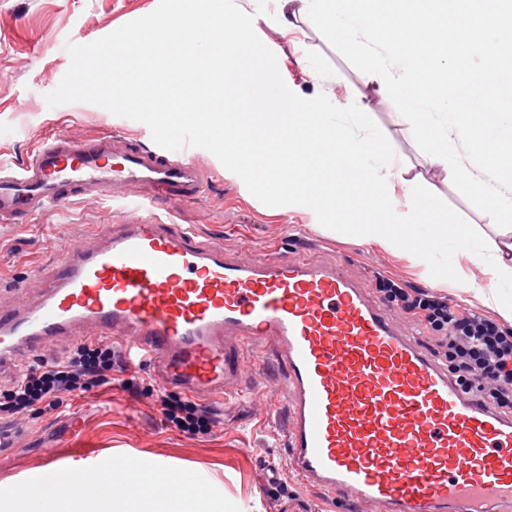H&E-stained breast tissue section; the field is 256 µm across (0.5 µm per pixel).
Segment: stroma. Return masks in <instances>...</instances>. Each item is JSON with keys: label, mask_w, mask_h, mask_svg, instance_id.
I'll list each match as a JSON object with an SVG mask.
<instances>
[{"label": "stroma", "mask_w": 512, "mask_h": 512, "mask_svg": "<svg viewBox=\"0 0 512 512\" xmlns=\"http://www.w3.org/2000/svg\"><path fill=\"white\" fill-rule=\"evenodd\" d=\"M235 2L253 15L254 30L276 54L286 85L305 99L329 93L337 101L343 99L344 88L363 89L359 107L392 145L403 183L420 179L489 243L512 240V228L487 224L482 211L448 182L443 168L425 162L388 94L363 88L360 71L325 40L310 18L280 31L272 23L275 0ZM157 5L158 0H0V161L25 160L54 133L77 138L113 131L144 136L143 123L87 103L52 108L45 97L70 66L69 45L91 43ZM189 156L208 170L209 184L179 209L176 220L191 225L201 240L223 242L227 253L243 259L276 244L311 262L341 264L371 285L382 275L486 312L480 296L432 277L404 253L325 228L307 207L264 205L209 151L194 147ZM403 183L395 188L401 206L406 203ZM123 218L121 204L106 194L46 211L28 224L0 220V306L16 303L26 281L62 253L84 244L87 225L118 224ZM274 359L270 342L244 352L237 384L241 394L214 401V408L224 413V424L207 436L164 423L151 398L159 385L143 366L113 373L110 390L76 396L26 426L8 425L12 446L0 451V512H21L14 493L39 470L46 450H54L59 462L69 465L78 448L95 454L94 460L82 462L85 474L95 469L96 459L136 455L172 470L175 477L205 478L214 489L215 512H378L371 503L354 509L341 499L328 501L320 489L303 486L285 466L290 400ZM74 419L80 428L72 433L68 426Z\"/></svg>", "instance_id": "obj_1"}]
</instances>
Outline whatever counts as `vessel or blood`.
<instances>
[{"label":"vessel or blood","mask_w":512,"mask_h":512,"mask_svg":"<svg viewBox=\"0 0 512 512\" xmlns=\"http://www.w3.org/2000/svg\"><path fill=\"white\" fill-rule=\"evenodd\" d=\"M207 184L186 155L108 134L50 137L1 164L0 219L107 193L137 215L88 225L85 245L38 273L35 299L0 309V372L63 339L122 336L162 387L209 401L231 392L244 350L269 340L290 395L285 464L303 484L379 512L512 504V417L475 404L340 264L276 250L244 260L152 217ZM51 481L84 491L52 457L27 484L37 495Z\"/></svg>","instance_id":"b4317fda"}]
</instances>
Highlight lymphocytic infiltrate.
<instances>
[{
    "instance_id": "f902f5d3",
    "label": "lymphocytic infiltrate",
    "mask_w": 512,
    "mask_h": 512,
    "mask_svg": "<svg viewBox=\"0 0 512 512\" xmlns=\"http://www.w3.org/2000/svg\"><path fill=\"white\" fill-rule=\"evenodd\" d=\"M377 286L388 304L433 333L432 355L447 362L449 374L465 393L489 402L502 414H512V333L486 314L451 303L448 296L384 277ZM127 367L122 345L82 342L11 378L0 401V422H32L58 408L64 397L107 385L112 372ZM155 403L165 421L182 426L184 432L206 435L219 425L210 407L190 399L161 393Z\"/></svg>"
}]
</instances>
